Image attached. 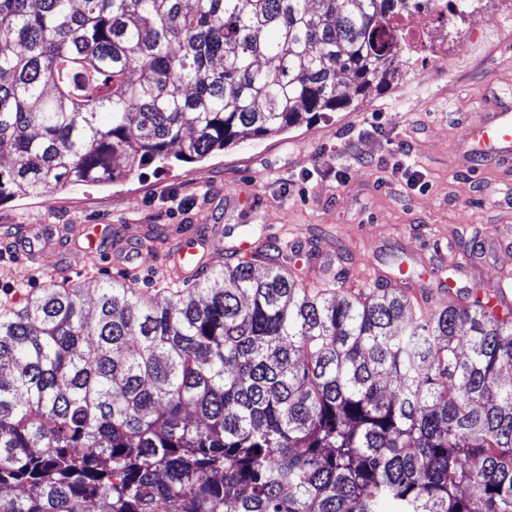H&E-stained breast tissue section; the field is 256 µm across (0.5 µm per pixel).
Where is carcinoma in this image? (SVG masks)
Instances as JSON below:
<instances>
[{"mask_svg": "<svg viewBox=\"0 0 512 512\" xmlns=\"http://www.w3.org/2000/svg\"><path fill=\"white\" fill-rule=\"evenodd\" d=\"M429 2L0 0V204L346 111ZM343 287L260 247L0 313V512H512V310Z\"/></svg>", "mask_w": 512, "mask_h": 512, "instance_id": "carcinoma-1", "label": "carcinoma"}]
</instances>
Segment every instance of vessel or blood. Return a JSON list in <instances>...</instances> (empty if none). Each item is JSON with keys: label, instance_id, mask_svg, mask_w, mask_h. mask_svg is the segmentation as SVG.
<instances>
[{"label": "vessel or blood", "instance_id": "vessel-or-blood-1", "mask_svg": "<svg viewBox=\"0 0 512 512\" xmlns=\"http://www.w3.org/2000/svg\"><path fill=\"white\" fill-rule=\"evenodd\" d=\"M461 140L466 148V162L495 161L512 165V106L484 113L469 123L461 132ZM16 242L18 253L26 256L39 249L59 246L52 233L35 225L23 227ZM211 245V237L206 233L185 237L173 252L179 269L195 271L201 263L202 253Z\"/></svg>", "mask_w": 512, "mask_h": 512}]
</instances>
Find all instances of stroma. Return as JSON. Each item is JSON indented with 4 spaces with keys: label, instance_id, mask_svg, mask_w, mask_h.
<instances>
[{
    "label": "stroma",
    "instance_id": "35a3bbf8",
    "mask_svg": "<svg viewBox=\"0 0 512 512\" xmlns=\"http://www.w3.org/2000/svg\"><path fill=\"white\" fill-rule=\"evenodd\" d=\"M428 33L441 53L465 48L456 68L400 72L355 96L350 110L242 138L201 161L164 171L150 165L119 184H77L0 204V229L44 225L73 248L84 225L108 224L134 247L128 267L104 250L88 266L49 251L18 255L0 236V306L22 307L52 281L94 288L126 276L155 298L174 270V243L208 229L223 241L211 269L235 265L240 242L254 249L288 240L305 278L345 273L369 291L402 274L426 286L436 311L452 289L493 294L512 275V251L498 246L512 241V168L465 166L459 143L465 124L512 103V0H483ZM355 140L366 165L351 159ZM403 147L418 165L420 186L394 171Z\"/></svg>",
    "mask_w": 512,
    "mask_h": 512
}]
</instances>
